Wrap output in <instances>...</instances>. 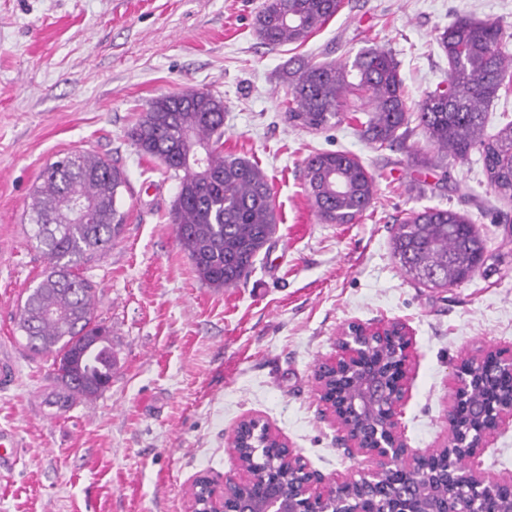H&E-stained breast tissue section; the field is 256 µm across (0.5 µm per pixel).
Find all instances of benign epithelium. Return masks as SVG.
I'll return each instance as SVG.
<instances>
[{"instance_id": "benign-epithelium-1", "label": "benign epithelium", "mask_w": 512, "mask_h": 512, "mask_svg": "<svg viewBox=\"0 0 512 512\" xmlns=\"http://www.w3.org/2000/svg\"><path fill=\"white\" fill-rule=\"evenodd\" d=\"M395 339V372L385 382L378 365L367 364L368 348ZM336 353L318 365L314 373L316 392L323 413L336 424L337 441L352 455H362L371 468L358 473L322 475L307 466L299 449L283 439L259 416H246L234 427L230 444L244 428L254 424L282 454L276 465L261 467L237 462L226 476L200 474L188 486L189 512H416L410 501L423 485L430 494L426 512H471L467 502L492 505L493 512L512 510V475L503 477L485 471L481 457L496 434L512 426V396L504 398L490 413L481 409L471 417L480 421L478 431L458 441L447 439L437 448H413L400 417L410 399L414 365L408 326L401 321L380 319L370 323L350 321L336 336ZM495 359L512 375V349L489 348L465 358L452 369L448 403V430L457 429L458 403L469 379L493 374L486 361ZM354 374L355 391L345 396L329 380ZM304 465L301 475L281 485V465Z\"/></svg>"}]
</instances>
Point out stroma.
Wrapping results in <instances>:
<instances>
[{
	"mask_svg": "<svg viewBox=\"0 0 512 512\" xmlns=\"http://www.w3.org/2000/svg\"><path fill=\"white\" fill-rule=\"evenodd\" d=\"M263 0H0V352L16 377L0 389V431L18 443L0 464V512H187L199 472L232 473L228 436L262 416L323 475L358 469L320 413L316 365L358 320H399L414 368L402 424L412 447L445 442L450 375L463 358L512 347V234L478 153L449 161L448 184L416 167L436 158L421 130L379 149L354 122L312 133L283 118L280 72L293 57L353 60L379 47L400 64L407 103L445 86L437 38L457 16L512 30V0H345L300 46L260 42ZM224 101V151L267 174L277 233L245 283L196 277L171 223L178 183L127 137L146 103L187 89ZM91 151L124 170L126 219L112 247L78 274L97 288L117 365L102 394L64 410L50 357L31 356L15 322L47 265L31 236V195L47 164ZM316 150L357 155L376 181L353 224H323L302 185ZM466 214L491 256L451 288L416 285L391 254L395 219L426 207Z\"/></svg>",
	"mask_w": 512,
	"mask_h": 512,
	"instance_id": "stroma-1",
	"label": "stroma"
}]
</instances>
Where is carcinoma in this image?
<instances>
[{"instance_id":"obj_1","label":"carcinoma","mask_w":512,"mask_h":512,"mask_svg":"<svg viewBox=\"0 0 512 512\" xmlns=\"http://www.w3.org/2000/svg\"><path fill=\"white\" fill-rule=\"evenodd\" d=\"M344 7V0H264L255 32L271 48L301 45ZM512 34L496 20L459 17L439 34L448 58V83L425 95L411 112L399 64L387 51L367 48L352 63L288 61L285 120L293 128L320 131L345 118L380 149L403 142L416 122L437 153L458 161L480 153L489 187L512 203V121L486 135V107L512 83ZM364 117H358V113ZM224 101L208 91L150 100L128 131L144 155L162 158L178 180L172 224L198 280L229 288L246 279L256 257L276 232L278 216L266 173L250 160L226 155ZM199 146L203 163L182 156ZM305 190L324 224H354L370 208L375 180L350 152L309 155L302 169ZM123 172L89 152H70L43 171L29 211L32 239L48 259L42 279L21 307L18 329L35 356L53 359L61 389L50 406L65 410L79 395L92 398L112 384L116 356L112 329L95 315L96 289L74 268L112 246L125 213L117 205ZM78 197L93 207L77 221L62 204ZM392 255L409 278L431 288L459 285L485 264L486 240L473 221L451 208H426L396 220ZM507 387L473 384L462 394L466 410L485 406Z\"/></svg>"}]
</instances>
